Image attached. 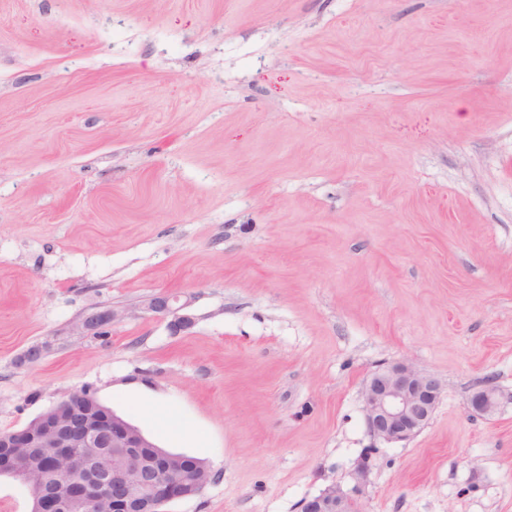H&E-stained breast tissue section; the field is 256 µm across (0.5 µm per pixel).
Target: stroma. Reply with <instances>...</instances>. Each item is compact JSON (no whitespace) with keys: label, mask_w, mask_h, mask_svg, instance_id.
I'll list each match as a JSON object with an SVG mask.
<instances>
[{"label":"stroma","mask_w":512,"mask_h":512,"mask_svg":"<svg viewBox=\"0 0 512 512\" xmlns=\"http://www.w3.org/2000/svg\"><path fill=\"white\" fill-rule=\"evenodd\" d=\"M83 390L209 464L165 512H512V0H0V432ZM177 301V296L164 292L153 295L146 304V310L158 314L167 316L172 314L175 318L171 321L169 327L174 334L179 333L181 330L187 328L190 324V318L187 316H177L178 310L181 308L175 307L174 303ZM123 317V314L114 310L113 308H107L102 311H98L90 314L81 325L77 326L76 331L79 329H91L98 330L99 336L107 333V329L112 328V323ZM442 389L440 379L407 361L383 365L362 391L368 434L387 443L411 439L430 422ZM497 391L491 387H482L473 392L470 398V406L477 413L489 415L493 413L499 404ZM367 476L368 462L364 460L358 466L350 490L329 486L319 495L305 499L301 512H365L362 498Z\"/></svg>","instance_id":"35a3bbf8"}]
</instances>
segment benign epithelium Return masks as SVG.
I'll use <instances>...</instances> for the list:
<instances>
[{"label":"benign epithelium","mask_w":512,"mask_h":512,"mask_svg":"<svg viewBox=\"0 0 512 512\" xmlns=\"http://www.w3.org/2000/svg\"><path fill=\"white\" fill-rule=\"evenodd\" d=\"M177 296H152L146 310L167 316L173 333L187 328L190 318L177 315ZM123 314L107 308L90 314L81 329L107 333ZM443 384L406 361L376 370L362 391L368 434L383 442L406 441L431 420ZM497 391L473 392L470 406L489 415L498 407ZM120 453L107 459L103 449ZM190 456L167 452L142 431L102 405L90 393L72 396L17 431L0 433V478L23 485L29 512H163V507L188 497L179 488ZM368 462L362 461L354 485L345 491L330 486L301 503V512H365L363 490Z\"/></svg>","instance_id":"7a95c632"}]
</instances>
